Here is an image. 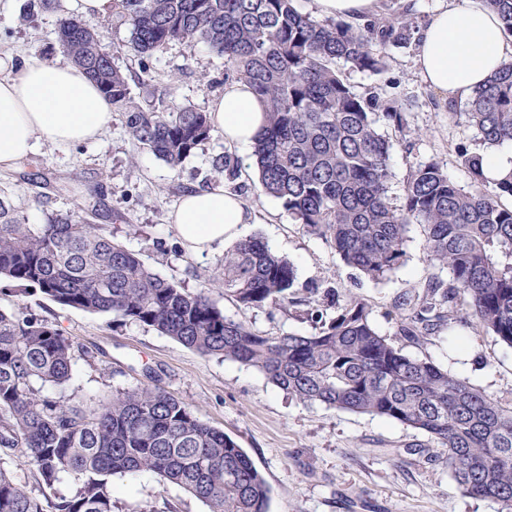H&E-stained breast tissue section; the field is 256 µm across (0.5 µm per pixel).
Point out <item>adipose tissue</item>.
<instances>
[{"instance_id":"1","label":"adipose tissue","mask_w":512,"mask_h":512,"mask_svg":"<svg viewBox=\"0 0 512 512\" xmlns=\"http://www.w3.org/2000/svg\"><path fill=\"white\" fill-rule=\"evenodd\" d=\"M511 62L512 43L484 0H443L419 34L416 69L447 101L468 99ZM210 114L225 143L252 150L264 126V106L247 83H226ZM111 121L110 103L71 62L30 54L19 65L0 68V171L12 169L42 143L97 140ZM252 221L245 202L220 185L186 192L169 216L192 256L242 240Z\"/></svg>"}]
</instances>
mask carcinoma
Masks as SVG:
<instances>
[{"instance_id":"obj_1","label":"carcinoma","mask_w":512,"mask_h":512,"mask_svg":"<svg viewBox=\"0 0 512 512\" xmlns=\"http://www.w3.org/2000/svg\"><path fill=\"white\" fill-rule=\"evenodd\" d=\"M512 35V0H485ZM56 17L58 50L81 67L121 114L127 135L177 169L214 132L210 114L138 104L114 64L104 33L129 31L141 59L173 43H200L228 64L267 104L254 147L259 186L283 202L302 229L372 280L406 261L412 223L424 232L423 256L448 269L422 292L404 294L394 337L381 335L360 296L323 291L304 314L310 335L270 336L230 319L219 297L247 308H287L295 297L293 264L258 237L224 253L194 291L162 276L93 218L62 212L30 224L0 189V279L62 308L104 314L167 336L204 356L253 367L306 404L367 413L418 430L443 448L466 494L512 512V405H504L433 362L412 358L396 339L420 341L455 323L491 333L512 347V174L493 184L479 153L459 151L463 187L437 161L407 177L404 204L389 195L390 137L376 114L403 132L405 112L374 90L354 92L340 61L361 72L386 68V45L410 37V15L361 23L319 21L295 0H112L101 26L84 24L64 0H26L21 21ZM483 149L512 144V63L473 91L455 113ZM216 179L235 180L237 160L215 161ZM74 343L24 305L0 310V449H24L48 488L74 478L68 495L40 497L0 466V512H113V478L153 472L209 507V512H268L270 489L247 453L204 422L186 401L150 385L112 391L87 406L44 396L35 383L61 387L72 375Z\"/></svg>"}]
</instances>
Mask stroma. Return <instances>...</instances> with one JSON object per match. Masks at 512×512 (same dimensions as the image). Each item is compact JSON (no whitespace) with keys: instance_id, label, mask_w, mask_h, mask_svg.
I'll use <instances>...</instances> for the list:
<instances>
[{"instance_id":"obj_1","label":"stroma","mask_w":512,"mask_h":512,"mask_svg":"<svg viewBox=\"0 0 512 512\" xmlns=\"http://www.w3.org/2000/svg\"><path fill=\"white\" fill-rule=\"evenodd\" d=\"M20 3L0 0V48L58 59L54 16L44 14L22 24ZM408 3L413 6L414 37L405 46H387L386 69L377 75L343 70L355 91L377 88L406 109L410 130L399 136L390 157V194L398 204L410 169L433 159L451 179L467 185L457 148L479 149L473 132L456 118L462 103L444 102L414 67L416 35L441 0H380V9L398 12ZM128 38L126 29H112L104 42L114 50L115 62L130 85H137L143 69H150L153 104L168 109L190 105L206 112L223 94L227 66L205 46L171 43L144 64L124 51ZM230 151L223 131H214L174 170L129 138L116 117L97 142L45 145L14 169L0 171V188L11 192L14 205L32 224L77 205L97 208L101 223L146 264L196 289L200 283L186 277V267L213 266L224 252L190 257L168 215L184 188L206 187L214 160ZM25 172L43 173L50 187L23 181ZM224 188L239 194L252 212L250 234L263 237L294 264L300 297L318 302L321 289L327 287L340 295L358 294L370 304L381 334L394 333L395 301L400 295L421 291L430 276L448 275L424 261L419 225L410 229L405 265L376 282L359 276L323 240L299 228L280 200L261 193L252 161H241L238 178L225 182ZM12 289L11 282L0 281V309L9 311L24 303L57 325L76 347L69 382L43 386V394L77 401L100 399L112 390L143 383V367L158 370L166 390L192 404L203 421L245 450L270 488L269 512H500L497 502L466 495L451 475L443 450L417 430L370 414L304 404L256 369L201 355L133 323L115 324L105 315L59 307L35 292L18 298ZM220 305L226 316L265 334L315 330L311 320L292 309L245 308L225 299ZM402 347L408 355L430 359L490 397L512 404V348L496 336L477 335L458 325L452 332L406 341ZM114 484L113 512H208L204 503L150 472L118 476Z\"/></svg>"}]
</instances>
